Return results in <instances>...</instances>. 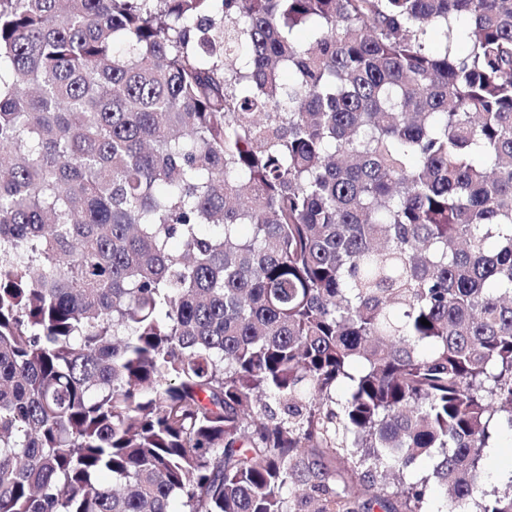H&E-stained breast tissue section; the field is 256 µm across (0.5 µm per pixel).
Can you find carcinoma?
I'll return each mask as SVG.
<instances>
[{
    "instance_id": "1",
    "label": "carcinoma",
    "mask_w": 512,
    "mask_h": 512,
    "mask_svg": "<svg viewBox=\"0 0 512 512\" xmlns=\"http://www.w3.org/2000/svg\"><path fill=\"white\" fill-rule=\"evenodd\" d=\"M503 432L512 0H0V512H512ZM497 445L499 446L497 454L493 456L487 454L485 463L487 478L482 489L488 492L501 488L505 483L497 477L499 473L507 471L509 475L511 472L512 447L509 434H502L497 440Z\"/></svg>"
}]
</instances>
